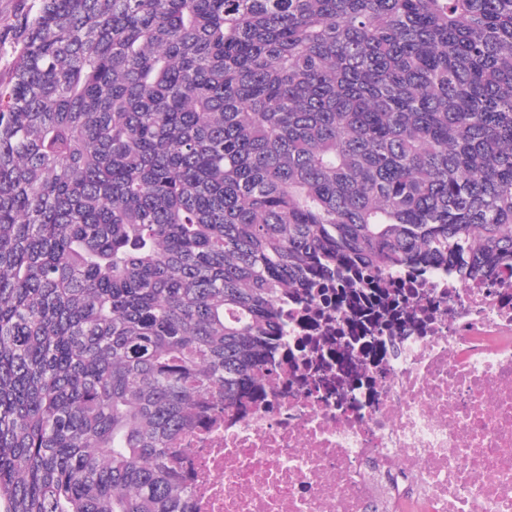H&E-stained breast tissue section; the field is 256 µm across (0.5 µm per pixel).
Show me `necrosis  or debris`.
<instances>
[{
	"label": "necrosis or debris",
	"mask_w": 512,
	"mask_h": 512,
	"mask_svg": "<svg viewBox=\"0 0 512 512\" xmlns=\"http://www.w3.org/2000/svg\"><path fill=\"white\" fill-rule=\"evenodd\" d=\"M262 391L180 440L190 512H512V269L289 292Z\"/></svg>",
	"instance_id": "obj_1"
}]
</instances>
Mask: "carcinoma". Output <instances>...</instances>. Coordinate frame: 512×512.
<instances>
[{"instance_id":"1","label":"carcinoma","mask_w":512,"mask_h":512,"mask_svg":"<svg viewBox=\"0 0 512 512\" xmlns=\"http://www.w3.org/2000/svg\"><path fill=\"white\" fill-rule=\"evenodd\" d=\"M0 85V512H185L316 270L512 267V0H34Z\"/></svg>"}]
</instances>
